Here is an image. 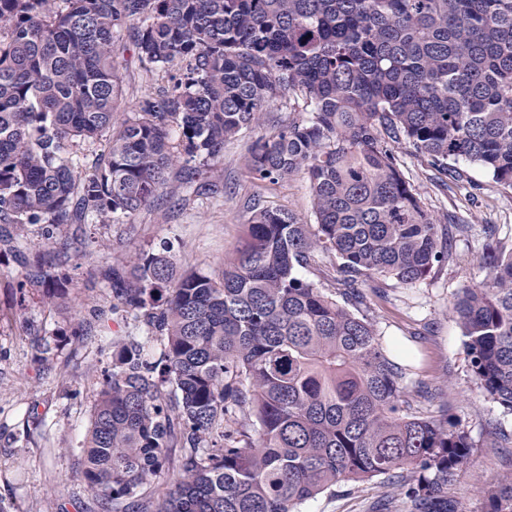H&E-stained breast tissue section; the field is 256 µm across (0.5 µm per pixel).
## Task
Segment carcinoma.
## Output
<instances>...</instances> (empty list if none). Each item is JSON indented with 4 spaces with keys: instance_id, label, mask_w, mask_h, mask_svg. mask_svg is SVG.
I'll list each match as a JSON object with an SVG mask.
<instances>
[{
    "instance_id": "carcinoma-1",
    "label": "carcinoma",
    "mask_w": 512,
    "mask_h": 512,
    "mask_svg": "<svg viewBox=\"0 0 512 512\" xmlns=\"http://www.w3.org/2000/svg\"><path fill=\"white\" fill-rule=\"evenodd\" d=\"M132 19L139 59L177 74L114 136L112 54ZM287 94L307 115L253 141L249 168L306 174L316 223L253 206L219 279L178 271L166 242L112 271V307L160 348L123 345L97 392L78 476L103 512H296L380 476L407 486L406 512H457L448 484L468 435L411 409V365L297 269L333 254L361 304L360 285L415 284L448 259V228L393 144L455 181L466 160L512 189V0H0V221L54 242L90 219L124 224L175 164L192 182ZM481 263L490 281L462 289L453 314L478 388L512 412V251L491 238ZM503 483L491 512H512Z\"/></svg>"
}]
</instances>
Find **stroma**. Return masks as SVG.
Wrapping results in <instances>:
<instances>
[{"label": "stroma", "mask_w": 512, "mask_h": 512, "mask_svg": "<svg viewBox=\"0 0 512 512\" xmlns=\"http://www.w3.org/2000/svg\"><path fill=\"white\" fill-rule=\"evenodd\" d=\"M113 64L122 88L117 121L131 118L142 96L171 84L169 71L140 61L132 49L118 48ZM303 111V103L285 97L269 102L259 125L227 141L211 169L189 184L169 179L131 223L65 229L72 244L64 253L44 244L33 226L18 252L0 256V469L13 472L9 480L0 479V498L14 512H99L94 493L76 475V446L90 426L113 351L146 336L143 325L111 310L104 270L130 264L142 249L167 241L180 268L218 277L235 257L253 205L315 223L305 174L259 181L248 167L249 145L275 135ZM393 152L426 209L442 221L455 216L468 230L454 237L448 262L424 281L404 285L379 279L378 292L368 293L366 304L353 311L372 321L383 342L399 343L416 355L418 365L406 382L408 400L445 411L473 442L448 495L458 512H489L492 494L512 474V412L478 389L452 308L461 289L488 280L480 261L485 225H496L497 238L512 248V190L464 160L458 166L466 182L440 187L435 171L404 146ZM45 272L65 289V306L49 304L40 280ZM382 498L403 506L404 489L377 477L318 495L298 512H373Z\"/></svg>", "instance_id": "1"}]
</instances>
